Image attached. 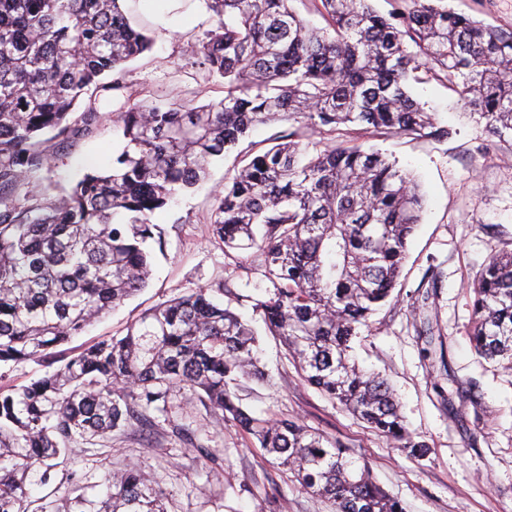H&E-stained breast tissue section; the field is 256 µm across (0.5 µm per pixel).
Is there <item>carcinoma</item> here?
<instances>
[{
  "instance_id": "1",
  "label": "carcinoma",
  "mask_w": 512,
  "mask_h": 512,
  "mask_svg": "<svg viewBox=\"0 0 512 512\" xmlns=\"http://www.w3.org/2000/svg\"><path fill=\"white\" fill-rule=\"evenodd\" d=\"M215 23L187 51L224 98L179 92L136 101L128 65L151 50V24L120 0H0V365L51 358L102 314L147 287L152 217L209 165L278 120L304 123L252 158L215 195L214 242L255 248L269 297L256 303L304 380L413 455L390 385L352 361V340L390 297L420 223L414 176L360 133L449 135L411 92L419 74L450 80L489 137L512 142V29L458 14L444 0H204ZM110 119L120 148L61 190L36 179L57 151ZM346 127L349 140L308 154L304 130ZM476 351L512 368V251L473 284ZM200 288L149 310L121 338L98 341L40 377L0 389V512H167L139 464L103 469L105 494L70 474L56 500H33L72 444L108 440L166 412L178 392L254 436L333 512H404L342 444L294 420L261 418L231 385L261 379L255 332Z\"/></svg>"
}]
</instances>
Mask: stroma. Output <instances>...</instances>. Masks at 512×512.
<instances>
[{"mask_svg":"<svg viewBox=\"0 0 512 512\" xmlns=\"http://www.w3.org/2000/svg\"><path fill=\"white\" fill-rule=\"evenodd\" d=\"M456 11L512 29V0H449ZM213 23L204 6L188 12L179 32L158 30L155 44L130 63L128 81L139 100L163 102L179 89L197 104L221 100L224 85L208 77L185 51ZM415 97L451 134L443 140L366 135L365 146L396 158L425 193L422 221L408 243L399 283L387 304L354 338L360 367L392 386L408 428L428 450L414 457L307 384L282 343L261 330L254 305L266 298L256 250H223L211 240L215 193L231 177L240 154L268 147L286 134L282 120L252 129L207 181L153 217L163 250L154 258L147 288L107 312L83 334L59 347L57 357L125 335L144 313L198 288L223 286V301L260 328L265 380L242 382V406L258 417L296 420L365 463L376 482L405 512H512V369L474 349L472 285L493 255L512 250V145L491 139L482 124L462 115L447 81L417 84ZM116 133L102 122L88 138L60 148L47 178L63 187L88 166L112 159ZM437 288H430L431 275ZM172 413L150 411V424L85 445L69 470L97 482L100 468L135 462L151 468L169 496L171 512H331L280 467L233 420L215 419L201 404L170 397ZM206 447L211 458L198 449Z\"/></svg>","mask_w":512,"mask_h":512,"instance_id":"obj_1","label":"stroma"}]
</instances>
